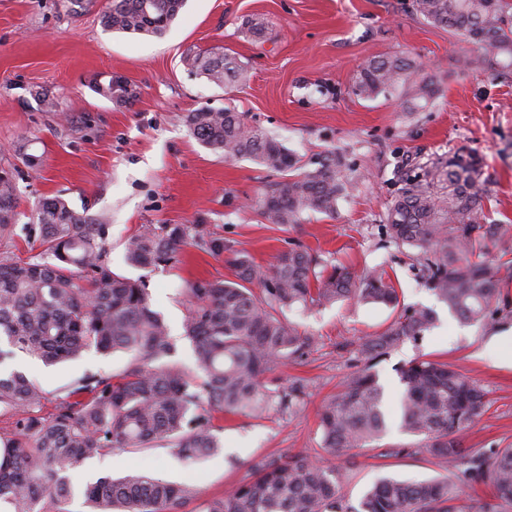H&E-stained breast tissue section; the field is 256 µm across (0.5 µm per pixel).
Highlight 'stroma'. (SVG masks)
I'll return each mask as SVG.
<instances>
[{
    "label": "stroma",
    "mask_w": 512,
    "mask_h": 512,
    "mask_svg": "<svg viewBox=\"0 0 512 512\" xmlns=\"http://www.w3.org/2000/svg\"><path fill=\"white\" fill-rule=\"evenodd\" d=\"M410 2L187 0L167 34L156 38L105 29V0H0V168L13 176L20 214L12 239L0 240V257L40 253L27 231L30 211L41 198L62 197L102 225L110 268L146 282L154 309L175 336L186 313L183 288L232 278L233 271L225 258L192 246L179 264L132 267L124 243L142 226L203 224L223 236L227 248L263 266L292 244L309 248L323 264L357 271L385 266L405 304L435 313L423 338L404 342L375 366L389 412H396L402 393L401 365L416 358L445 362L476 380L491 402L462 433L464 446L480 453L512 448V362L489 343L512 333V278L506 312L489 322L460 323L429 290L415 252L396 245L385 229L401 173L424 171L453 154L479 160L490 217L512 224V81L474 72V44L417 17ZM212 47L244 67L247 81L219 86L185 68L186 54ZM394 55L413 59L433 81L436 94L424 109L407 111L401 89L373 99L353 94L363 61ZM111 75L135 86L133 104L94 92V80ZM201 107L245 113L248 124L279 139L303 169L335 153L353 183L335 216L310 213L297 224L268 223L259 202L279 174L199 143L184 116ZM287 316L316 338L306 355L280 371L284 381L304 385L297 413L274 412L262 420L225 416L223 453L190 466L161 447L91 460L71 475L76 495L70 512H90L81 491L101 476L144 472L173 483L193 478L211 497L247 478L261 458L298 451L324 458L318 410L357 369L359 339L382 332L396 312L340 300ZM125 362L120 353L89 352L53 368L28 359L18 366L45 391L43 411L49 414L77 378L115 373ZM409 440L393 420L380 441L333 457L350 502L382 476L442 474L428 454L392 455Z\"/></svg>",
    "instance_id": "stroma-1"
}]
</instances>
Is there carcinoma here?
Returning <instances> with one entry per match:
<instances>
[{
	"mask_svg": "<svg viewBox=\"0 0 512 512\" xmlns=\"http://www.w3.org/2000/svg\"><path fill=\"white\" fill-rule=\"evenodd\" d=\"M186 0H106L103 23L112 31L163 35ZM429 24L465 35L478 47L470 65L496 79H512V0H411ZM191 73L217 85L246 79L227 54H189ZM404 88L409 110L435 95L433 82L406 57H372L358 66L353 92L363 98ZM94 90L130 103L128 82L113 76ZM191 133L228 159L250 158L282 174L262 200L271 224H297L305 213H336L351 181L328 155L312 170L278 139L249 126L233 108H199L184 116ZM482 170L460 157L439 159L423 176L406 174L388 206L386 233L417 251L427 283L460 320L487 322L503 288L500 267L476 261L490 242L512 238L511 224L489 220ZM15 184L0 170V240L14 235ZM43 254L40 260L0 259V512H70V473L86 461L114 451L167 445L185 463L224 450L214 413L260 420L272 411L293 413L303 388L284 386L268 375L315 343L286 316L288 309L320 308L341 299L401 309L386 329L360 339L363 367L352 372L319 416L321 447L328 453L366 448L387 432L384 390L372 368L407 340L423 337L434 312L401 305V293L383 268L360 274L344 266L320 267L303 249L279 253L267 267L234 252V279L196 281L185 289L187 312L180 337L152 305L140 279L112 272L104 259L102 226L61 197L41 199L33 210ZM193 245L224 256V238L202 224L144 227L126 242V257L138 267L178 262ZM189 343V366L177 358V339ZM94 351L122 353L118 373L86 374L58 397L51 417L42 415L41 386L7 362L19 356L46 366ZM403 387L400 427L418 441L393 449L396 455L427 453L447 470L492 486L495 503L465 507L463 491L447 476L410 482L383 478L352 504L336 467L304 452L283 454L251 467L249 479L219 496L202 498L192 480L172 483L146 473L101 476L83 496L95 512H504L512 508V448L488 454L463 446L459 433L489 407L485 391L446 363L417 359L399 369Z\"/></svg>",
	"mask_w": 512,
	"mask_h": 512,
	"instance_id": "1",
	"label": "carcinoma"
}]
</instances>
